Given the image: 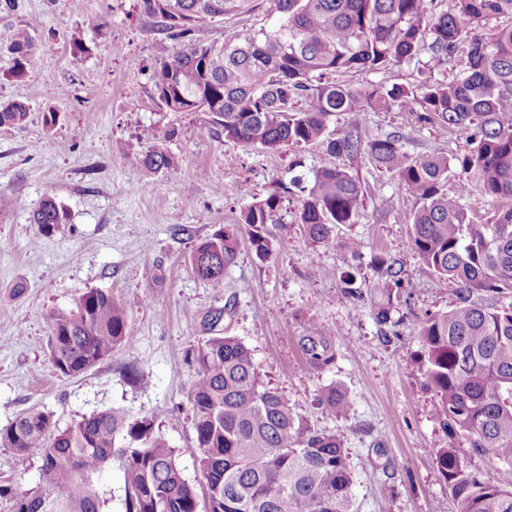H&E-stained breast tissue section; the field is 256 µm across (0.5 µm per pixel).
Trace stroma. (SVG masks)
Segmentation results:
<instances>
[{
    "label": "stroma",
    "mask_w": 512,
    "mask_h": 512,
    "mask_svg": "<svg viewBox=\"0 0 512 512\" xmlns=\"http://www.w3.org/2000/svg\"><path fill=\"white\" fill-rule=\"evenodd\" d=\"M249 13L212 23L211 37L228 39L273 27L267 0ZM101 16V30L88 28ZM141 0H0V104L24 103L27 122L0 129V428L29 410L51 413L59 427L109 408L130 419L156 415L188 481H196L193 412L187 394L195 377L193 349L208 337L207 315L223 311L219 328L253 352L265 382L280 391L312 428L342 434L355 472V512H457L434 462L448 434L424 386L417 324L456 303L452 284L410 250L408 221L415 200L365 155L330 158L308 150L306 163L330 162L358 172L364 190L357 223L336 227V240L311 248L293 222L296 196L281 204L273 252L258 258L246 229L239 252L211 288L185 262L193 239L237 223L241 210L288 178L296 150L270 154L225 140L207 113H172L153 93L160 62L182 42L151 33ZM34 37L42 64L9 78L6 51L16 29ZM56 112L54 128L43 125ZM375 136L401 132L418 155L436 147L465 151L467 135L440 124H418L409 112H362ZM336 117L337 130L351 119ZM174 137H167L169 129ZM163 145L177 160L162 174L163 191L146 183L133 155ZM51 196L69 221L52 234L32 224L33 209ZM362 241L360 256L343 242ZM400 263L409 295L374 317L375 256ZM356 278L347 298L343 278ZM98 288L125 303L131 337L112 355L77 376L60 374L47 351L48 315ZM331 328L336 357L315 371L299 339ZM330 385L351 401L337 417L318 402ZM38 454L18 458L0 447V512L36 486Z\"/></svg>",
    "instance_id": "stroma-1"
}]
</instances>
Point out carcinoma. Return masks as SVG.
Returning <instances> with one entry per match:
<instances>
[{
	"instance_id": "carcinoma-1",
	"label": "carcinoma",
	"mask_w": 512,
	"mask_h": 512,
	"mask_svg": "<svg viewBox=\"0 0 512 512\" xmlns=\"http://www.w3.org/2000/svg\"><path fill=\"white\" fill-rule=\"evenodd\" d=\"M439 15L432 0H269L279 25L269 31L209 38L207 23L248 6V0H141L152 32L184 42L162 61L153 91L169 112H206L224 140L269 152L319 148L330 156L361 154L397 178L415 199L410 245L439 278L457 286L459 303L419 326L424 382L435 414L451 442L434 452L436 466L459 512H512V302L490 308L479 292L512 290V0H453ZM507 18L490 31L486 24ZM467 68L452 80L358 86L342 77L388 72L426 52L429 73L443 72L460 45ZM15 79L38 66L40 56L25 28L8 46ZM200 58L207 69L193 65ZM413 112L420 124L477 128L476 146L452 157L431 149L406 150L399 132L372 137L358 124L337 134L338 114ZM20 102L0 105V128L27 119ZM144 180L159 182L173 158L158 145L132 157ZM309 179L276 181L266 197L245 207L240 223L260 258L272 253V228L285 195L299 193L293 223L309 245L335 241L338 224H355L362 204L359 177L337 165L311 167ZM459 175L480 195L504 202L485 221L470 216L448 194ZM65 205L43 198L31 223L44 234L66 223ZM238 234L220 228L192 241V272L210 287H224L235 264ZM374 288L381 302L378 324L389 321L404 288L400 271L382 256ZM48 353L55 368L76 376L112 355L130 338L124 302L110 291L89 289L66 309L49 314ZM310 368L336 356L330 328L303 336ZM195 378L188 393L204 488L199 495L184 476L175 448L156 428V416L133 422L115 408L61 429L52 415L32 410L0 429V446L24 458L40 452L35 490L15 497L14 512H100L104 492L90 476L120 462L126 512H354L355 474L341 434L312 429L275 388L265 384L253 354L238 338L216 333L193 350ZM321 403L339 417L349 398L329 387ZM466 438L473 451L499 463L489 476L470 466L452 440Z\"/></svg>"
}]
</instances>
